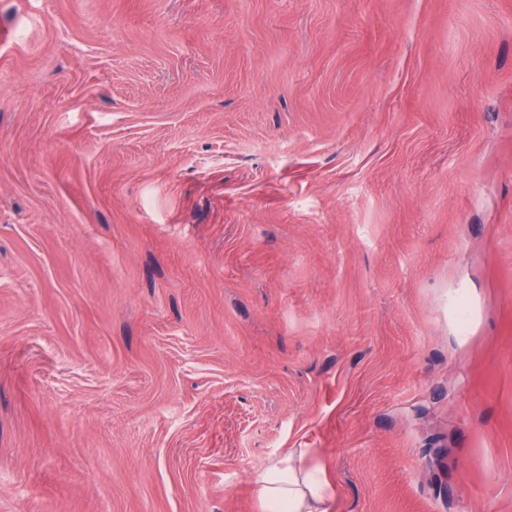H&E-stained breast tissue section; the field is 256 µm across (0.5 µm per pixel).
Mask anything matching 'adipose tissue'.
Masks as SVG:
<instances>
[{
    "instance_id": "adipose-tissue-1",
    "label": "adipose tissue",
    "mask_w": 512,
    "mask_h": 512,
    "mask_svg": "<svg viewBox=\"0 0 512 512\" xmlns=\"http://www.w3.org/2000/svg\"><path fill=\"white\" fill-rule=\"evenodd\" d=\"M308 449L272 457L255 478L261 512H329L334 487L326 470L307 465Z\"/></svg>"
}]
</instances>
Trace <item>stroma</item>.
I'll return each instance as SVG.
<instances>
[{
	"label": "stroma",
	"instance_id": "35a3bbf8",
	"mask_svg": "<svg viewBox=\"0 0 512 512\" xmlns=\"http://www.w3.org/2000/svg\"><path fill=\"white\" fill-rule=\"evenodd\" d=\"M512 512V0H0V512ZM310 448H294L272 457L257 473L255 486L261 512H329L334 487L327 471L307 466Z\"/></svg>",
	"mask_w": 512,
	"mask_h": 512
}]
</instances>
